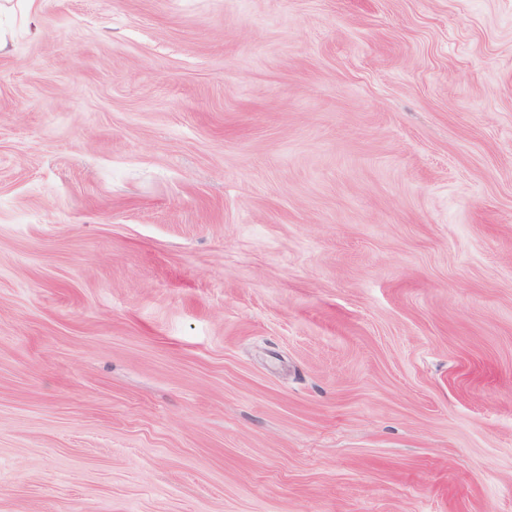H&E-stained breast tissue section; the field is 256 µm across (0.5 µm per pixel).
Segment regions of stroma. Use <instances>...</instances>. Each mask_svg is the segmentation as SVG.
<instances>
[{
    "mask_svg": "<svg viewBox=\"0 0 512 512\" xmlns=\"http://www.w3.org/2000/svg\"><path fill=\"white\" fill-rule=\"evenodd\" d=\"M0 512H512V0H9Z\"/></svg>",
    "mask_w": 512,
    "mask_h": 512,
    "instance_id": "1",
    "label": "stroma"
}]
</instances>
